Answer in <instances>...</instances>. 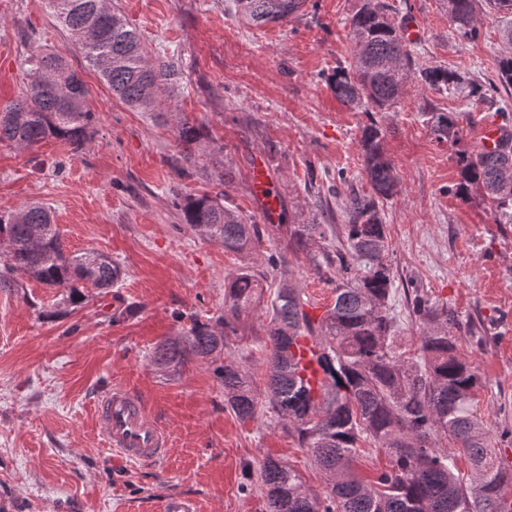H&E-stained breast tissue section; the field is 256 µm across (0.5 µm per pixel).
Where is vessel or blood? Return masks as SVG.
<instances>
[{"label": "vessel or blood", "instance_id": "b4317fda", "mask_svg": "<svg viewBox=\"0 0 512 512\" xmlns=\"http://www.w3.org/2000/svg\"><path fill=\"white\" fill-rule=\"evenodd\" d=\"M252 180L261 201L264 219L277 210L275 180L264 161H256ZM98 432L108 450L119 457L142 464L160 462L167 454L169 433L131 391L113 387L96 402Z\"/></svg>", "mask_w": 512, "mask_h": 512}]
</instances>
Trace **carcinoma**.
<instances>
[{"mask_svg":"<svg viewBox=\"0 0 512 512\" xmlns=\"http://www.w3.org/2000/svg\"><path fill=\"white\" fill-rule=\"evenodd\" d=\"M305 0H232L231 8L257 26L284 24L296 18ZM477 0H444L456 29L479 38ZM508 18L502 38L506 51L498 61V82L465 80L441 67L418 68L411 44L388 17L384 0H364L350 19L351 61L331 78L336 98L347 105L365 104V111L388 112L398 104L405 86L451 88L463 99L492 100L500 89L512 88V0H492ZM70 36L87 65L112 94L137 112L161 110L179 72L174 63L148 58L139 30L116 13L108 0H40ZM23 96L0 111V144L30 150L48 138L83 148L93 141V113L82 78L62 59L32 53L25 60ZM426 121L440 142L458 144L463 127L459 112L424 108ZM179 140L198 145L204 133L189 121L177 128ZM359 147L373 194H351L343 210L338 244L320 248L316 270L332 273L335 302L316 316L307 307L303 289L281 274L271 301L266 329L269 345L264 402L283 430L297 438L324 474V491L306 486L289 465L268 458L260 480L265 512H512V468L505 467L492 445L489 428L473 415L471 404L483 386L475 361L457 350L455 316L437 309L417 294L412 314L422 325L420 360L400 351L396 317L389 300L395 272L388 260V237L377 200L393 196L397 176L384 147L382 129L374 122L361 129ZM454 193L487 196L500 209L512 208V135L497 150L480 147L457 156ZM177 208L193 233L232 253L251 251L261 242L258 225L224 204V195H187ZM282 232L295 251L325 238L323 224H269ZM9 243L0 268V287L15 288L27 277L49 288L65 290L67 302L87 299L84 288L109 292L121 269L108 255L86 250L67 254L51 209L28 202L0 213V239ZM263 286L248 267L224 280V313L216 325L195 323L181 337L156 345L150 360L159 371L175 369L190 358L216 364L227 406L242 420L255 418L259 397L250 375L223 359L225 338L261 303ZM310 338L318 348V388L299 372L294 347ZM372 441L386 449L390 468L372 480L354 469L359 444ZM447 445H442V442ZM471 465L469 478L460 476L456 457Z\"/></svg>","mask_w":512,"mask_h":512,"instance_id":"carcinoma-1","label":"carcinoma"}]
</instances>
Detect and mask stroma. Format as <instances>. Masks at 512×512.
I'll return each mask as SVG.
<instances>
[{
    "label": "stroma",
    "instance_id": "obj_1",
    "mask_svg": "<svg viewBox=\"0 0 512 512\" xmlns=\"http://www.w3.org/2000/svg\"><path fill=\"white\" fill-rule=\"evenodd\" d=\"M395 22L416 19L423 38L412 46L417 67L442 65L482 83L496 81L502 16L478 0L480 37L470 41L448 19L444 0H386ZM143 36L150 57L172 59L180 83L157 112H133L113 97L38 0H0V108L24 90L29 50L63 57L90 90L94 140L73 150L47 139L22 152L0 144V211L28 202L48 205L67 251L96 250L115 261L118 284L67 310L58 289L22 279L0 288V512H153L173 493L195 497L201 512H264L259 468L266 458L294 467L313 490L324 477L277 415L259 411L240 422L224 401L210 363L188 360L157 373L153 348L194 322L224 311V278L242 267L263 276L262 305L238 324L225 357L267 381L266 306L281 271L322 314L335 301L311 254L264 238L231 253L182 224L180 195L224 193L233 208L262 224L251 169L263 156L276 177L279 223L339 224L350 191L369 192L359 149L361 128L377 123L398 185L380 200L399 343L417 357L421 326L410 299L420 293L447 306L461 327L459 351L485 381L474 411L489 427L497 455L512 462V222L480 194L462 199L456 148L438 143L422 108L462 115V148L512 104L469 102L451 90L408 84L396 108L368 112L340 103L328 84L350 60L349 19L362 0H307L285 25L254 27L227 0H112ZM200 127L206 151L186 163L179 118ZM126 316L112 321L116 310ZM478 334H471L468 323ZM127 388L169 432L156 465L107 451L95 426L97 395Z\"/></svg>",
    "mask_w": 512,
    "mask_h": 512
}]
</instances>
